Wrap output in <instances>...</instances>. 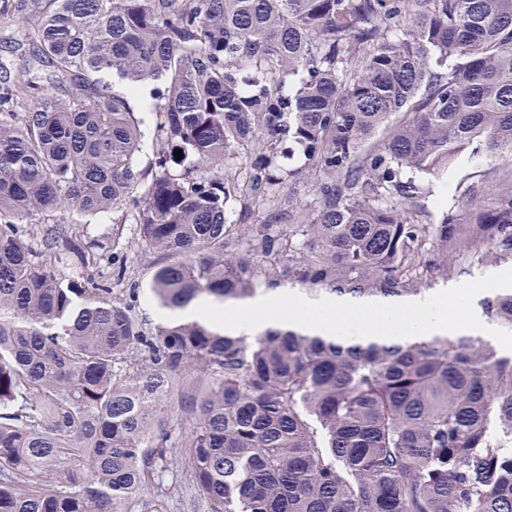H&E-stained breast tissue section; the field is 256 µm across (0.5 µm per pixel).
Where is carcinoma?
<instances>
[{"mask_svg": "<svg viewBox=\"0 0 512 512\" xmlns=\"http://www.w3.org/2000/svg\"><path fill=\"white\" fill-rule=\"evenodd\" d=\"M49 2L16 16L35 50L0 97V512H512V352L150 325L136 281L114 297L55 266L96 265L80 227L109 213L158 254L170 312L285 287L400 300L511 263L512 186L467 223L420 213L464 151L512 157V0ZM55 212L29 245L19 225ZM481 306L512 330V291Z\"/></svg>", "mask_w": 512, "mask_h": 512, "instance_id": "carcinoma-1", "label": "carcinoma"}]
</instances>
